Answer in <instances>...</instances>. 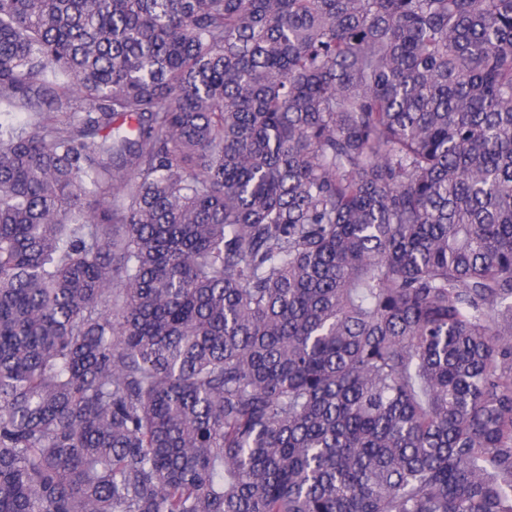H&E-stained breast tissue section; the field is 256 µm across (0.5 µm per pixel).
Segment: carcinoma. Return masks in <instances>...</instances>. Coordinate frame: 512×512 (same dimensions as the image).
Segmentation results:
<instances>
[{"instance_id": "cac0c4a2", "label": "carcinoma", "mask_w": 512, "mask_h": 512, "mask_svg": "<svg viewBox=\"0 0 512 512\" xmlns=\"http://www.w3.org/2000/svg\"><path fill=\"white\" fill-rule=\"evenodd\" d=\"M1 105L0 512H512V0H0Z\"/></svg>"}]
</instances>
